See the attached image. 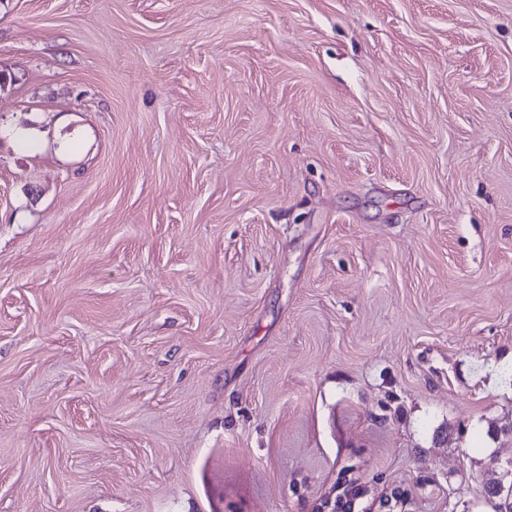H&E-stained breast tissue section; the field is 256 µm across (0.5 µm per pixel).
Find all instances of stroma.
Here are the masks:
<instances>
[{"mask_svg": "<svg viewBox=\"0 0 512 512\" xmlns=\"http://www.w3.org/2000/svg\"><path fill=\"white\" fill-rule=\"evenodd\" d=\"M512 0H0V512H494Z\"/></svg>", "mask_w": 512, "mask_h": 512, "instance_id": "stroma-1", "label": "stroma"}]
</instances>
